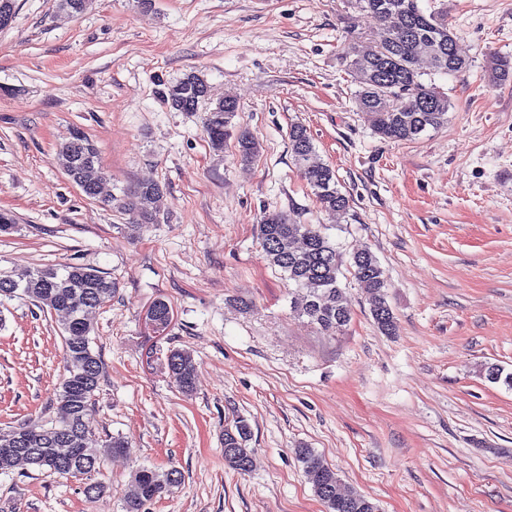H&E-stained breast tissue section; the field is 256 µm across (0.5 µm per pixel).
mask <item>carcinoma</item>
I'll use <instances>...</instances> for the list:
<instances>
[{
    "label": "carcinoma",
    "mask_w": 512,
    "mask_h": 512,
    "mask_svg": "<svg viewBox=\"0 0 512 512\" xmlns=\"http://www.w3.org/2000/svg\"><path fill=\"white\" fill-rule=\"evenodd\" d=\"M355 4L378 21L386 36L345 55L346 66L359 85L363 111L376 134L392 141H411L442 127L448 122L451 103L440 87L422 80L414 48L419 42L436 44L433 68L437 73L448 75L466 68L465 58L452 51L457 37L448 22L434 13L425 14L419 0H355ZM490 78L500 84L512 80V57L494 58ZM198 87H206L205 80L188 74L177 82L163 84L159 94L173 109L187 112ZM237 110L235 101L225 109L209 110L204 129L212 146H224ZM236 139L241 160L256 155L258 142L249 130L238 129ZM83 143L86 150L81 156L74 155L69 139L57 149L60 166L74 183L78 182L82 163L97 164L94 143L87 137ZM289 144L294 165L313 190L320 209L331 214L346 212L349 200L337 188L333 170L317 158L306 128L291 127ZM159 191L158 183L147 181L117 197L104 177L100 190L91 198L115 205L128 215L124 232L133 236L142 225L157 221L155 196ZM258 239L269 262L298 289L291 302L294 312L325 334L343 331L350 324L352 313L341 287L342 261L328 237L311 224H294L288 215L271 210L264 213L258 225ZM350 267L365 293L376 327L386 334L395 333L397 322L387 301L384 270L376 257L368 250L355 254ZM1 274L17 285L9 298H26L41 309L68 312L61 324L68 367L57 394L64 417L49 425L0 429V473L18 468L43 471L41 457L46 456L60 461V467L55 469L58 475L66 476L70 468L83 467L84 475L88 476L96 471L104 454L129 451L128 442L114 436L99 448L87 447L90 429L86 417L103 377V363L91 346L93 326L86 312L110 302L117 285L103 272L82 264L36 267L21 273L0 270ZM168 354L170 361L165 367L169 378L182 391H191L197 375L193 356L185 349H171ZM250 436L248 423L239 418L224 428V447L247 452ZM298 457L315 496L328 512H378V506L367 496L344 490L338 474L313 449H298ZM181 481V472L173 467L159 470L143 466L135 474V482L142 485L145 496L151 499L179 486Z\"/></svg>",
    "instance_id": "cac0c4a2"
}]
</instances>
